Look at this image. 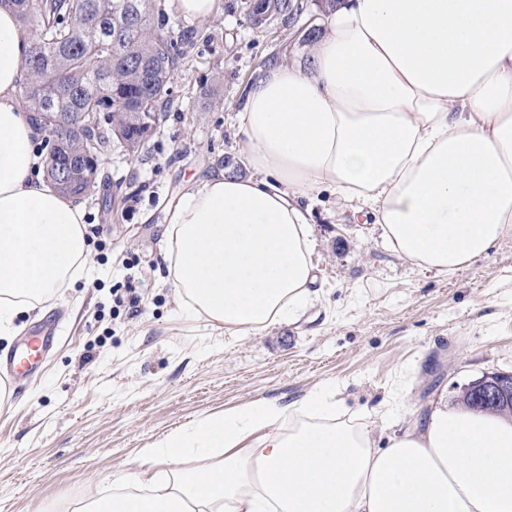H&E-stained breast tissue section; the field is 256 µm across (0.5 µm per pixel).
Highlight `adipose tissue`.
I'll return each mask as SVG.
<instances>
[{"mask_svg":"<svg viewBox=\"0 0 512 512\" xmlns=\"http://www.w3.org/2000/svg\"><path fill=\"white\" fill-rule=\"evenodd\" d=\"M309 68L272 62L237 114L254 174L197 179L165 218L189 311L225 333L293 318L315 279L311 201L368 211L449 274L512 237V0H340ZM31 42L0 8V338L89 276L85 212L40 179L21 112ZM91 512H512V417L439 400L379 439L335 395L259 400L140 449Z\"/></svg>","mask_w":512,"mask_h":512,"instance_id":"obj_1","label":"adipose tissue"}]
</instances>
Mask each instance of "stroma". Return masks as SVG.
Masks as SVG:
<instances>
[{"label": "stroma", "instance_id": "35a3bbf8", "mask_svg": "<svg viewBox=\"0 0 512 512\" xmlns=\"http://www.w3.org/2000/svg\"><path fill=\"white\" fill-rule=\"evenodd\" d=\"M296 18L263 26L242 0H221L205 21L156 0L153 25L190 31L157 128L138 157L113 145L98 187L82 197L86 222L104 226L94 274L18 319L0 354L47 324L55 345L34 374L0 385V512H51L95 495L139 449L202 416L265 398L287 405L327 387L375 435L398 430L441 398L456 403L483 375L512 373V238L453 274L396 255L352 205L330 192L312 203L316 293L291 321L230 336L187 311L162 260L167 210L196 178L243 160L237 114L268 62L308 64ZM243 176H250L243 167ZM131 304L116 305L119 294Z\"/></svg>", "mask_w": 512, "mask_h": 512}]
</instances>
